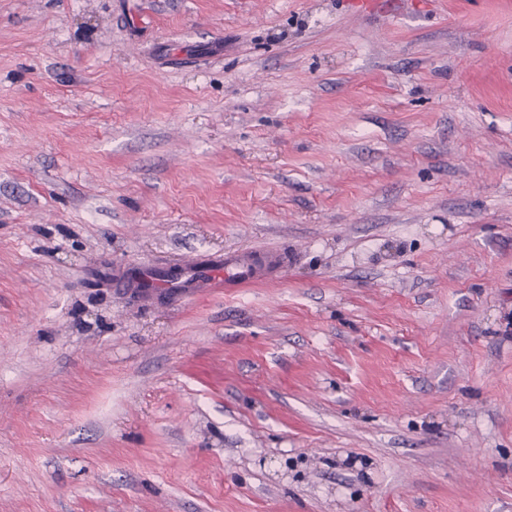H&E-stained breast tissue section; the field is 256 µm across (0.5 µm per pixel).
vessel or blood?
Listing matches in <instances>:
<instances>
[{
	"mask_svg": "<svg viewBox=\"0 0 512 512\" xmlns=\"http://www.w3.org/2000/svg\"><path fill=\"white\" fill-rule=\"evenodd\" d=\"M283 251L256 253L230 252L221 259L201 258L177 268L167 269L165 277L143 269L138 282L142 288H248L263 282L267 271L284 266Z\"/></svg>",
	"mask_w": 512,
	"mask_h": 512,
	"instance_id": "obj_1",
	"label": "vessel or blood"
}]
</instances>
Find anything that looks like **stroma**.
<instances>
[{
	"label": "stroma",
	"instance_id": "obj_1",
	"mask_svg": "<svg viewBox=\"0 0 512 512\" xmlns=\"http://www.w3.org/2000/svg\"><path fill=\"white\" fill-rule=\"evenodd\" d=\"M377 2L0 0V512H512V0ZM286 255L281 250L272 253L252 251L230 252L222 259L201 258L177 268L165 270L166 276L159 278L150 268H144L134 288H248L263 282L267 271L283 267ZM218 276V278H215Z\"/></svg>",
	"mask_w": 512,
	"mask_h": 512
}]
</instances>
